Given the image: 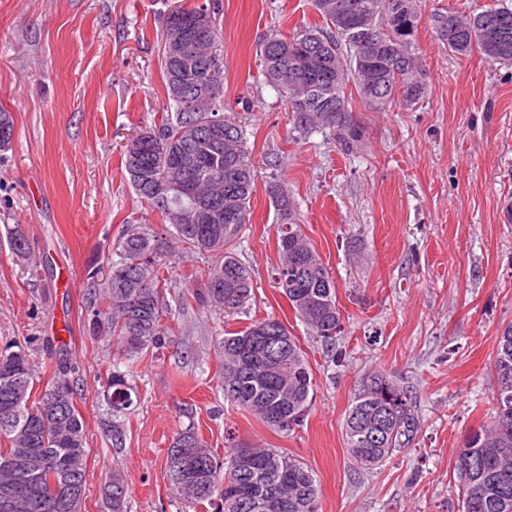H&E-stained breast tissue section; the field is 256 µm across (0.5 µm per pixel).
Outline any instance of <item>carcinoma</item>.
I'll use <instances>...</instances> for the list:
<instances>
[{
	"label": "carcinoma",
	"instance_id": "carcinoma-1",
	"mask_svg": "<svg viewBox=\"0 0 512 512\" xmlns=\"http://www.w3.org/2000/svg\"><path fill=\"white\" fill-rule=\"evenodd\" d=\"M393 0H311L320 23L305 25L291 36L271 31L258 44L256 57L265 83L288 105L299 133L334 132L351 111L353 87L362 101L378 112L399 103L413 105L426 94L423 69L416 52L420 12L416 0H404L413 17L406 33L386 31ZM188 15L211 17L208 39L224 65L223 0H187ZM436 33L461 55L474 51L497 64L512 63V3L504 0L468 17L451 10L431 15ZM317 45L319 56L312 75L293 79L291 67L278 51L301 40ZM165 91L171 75L184 66L176 57L162 56ZM169 110L158 122L128 138L123 164L141 202L161 217L153 224H124L100 265L91 264L87 277L101 269L112 275V287L94 288L87 309L89 335L106 344L112 359L98 392L100 425L112 449L126 448L129 417L138 403L136 367L149 355L166 348L175 335L167 294L173 288L169 270L170 243L190 253H210L203 287L194 290L202 306L222 316L239 313L253 298V274L234 252L233 242L249 215L258 169L247 147L245 126L224 106V93L210 111L196 114L204 125L216 115L232 128L224 137L219 160L202 159L194 138L185 137L186 108L168 98ZM14 118L0 109V140L11 142ZM182 162L205 182L202 195L192 199L176 189L165 190L161 175L175 150ZM270 203L279 216V264L274 276L294 317L313 336L333 345L342 332L336 283L316 247L293 218V206L277 175L267 182ZM212 195L226 202L224 210L242 215L237 222L184 223L180 215L202 207ZM12 252L30 253L18 225L8 231ZM270 327L288 338V351H271L257 330ZM220 356L219 378L224 400L254 415L281 433L303 426L314 396L312 372L304 351L286 324L267 316L214 339ZM496 398L487 424L473 431L457 449L454 464L460 512H512V325L498 336L493 358ZM74 370L67 349L58 350L51 374L41 390L39 367L29 347L11 343L0 349V481L14 473L34 496L46 500L70 489L79 512L85 494L89 454L80 396L69 374ZM421 429L404 387L381 372L365 376L346 412L343 432L349 455L371 469L385 462L416 438ZM186 469L204 477L209 491L191 494L185 474L174 469L176 456ZM165 473L175 495L207 512H319L316 475L300 459L276 448L233 447L221 457L208 447L195 422L175 432L165 459ZM109 512H127L129 486L117 469L103 490Z\"/></svg>",
	"mask_w": 512,
	"mask_h": 512
}]
</instances>
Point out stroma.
<instances>
[{
  "mask_svg": "<svg viewBox=\"0 0 512 512\" xmlns=\"http://www.w3.org/2000/svg\"><path fill=\"white\" fill-rule=\"evenodd\" d=\"M489 0H420L417 51L428 88L385 112L354 99L344 146L327 131H294L287 105L258 73L255 49L271 30L314 24L310 0H224V99L245 124L259 178L234 249L254 274L245 318L273 316L297 336L316 381L301 428L276 432L226 402L211 338L225 323L192 293L208 255H170L167 299L180 331L144 359L123 453L99 427L108 360L84 328L86 270L123 224L158 223L121 164L135 130L167 106L161 56L175 0H0V108L14 138L0 151V346L29 343L48 362L66 345L79 368L89 466L82 512H107L106 473L128 482V512H196L164 473L184 405L218 454L277 448L305 462L320 512H458L456 450L486 424L496 390V338L512 323V64L462 56L436 33L433 13L466 16ZM276 161L296 220L337 287L343 332L316 344L271 278L277 215L266 191ZM21 225L32 258L12 254ZM407 387L421 421L411 445L365 469L347 452L343 419L365 375Z\"/></svg>",
  "mask_w": 512,
  "mask_h": 512,
  "instance_id": "35a3bbf8",
  "label": "stroma"
}]
</instances>
